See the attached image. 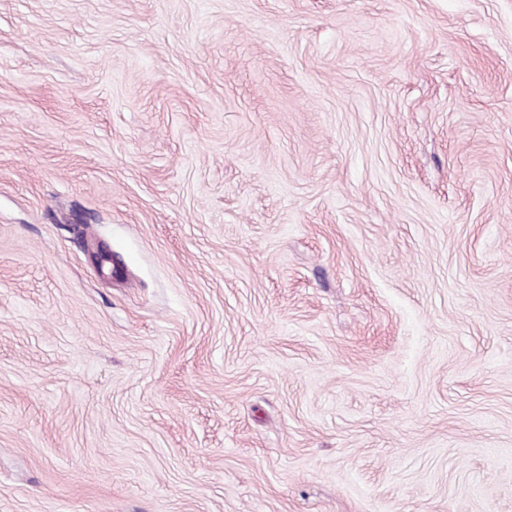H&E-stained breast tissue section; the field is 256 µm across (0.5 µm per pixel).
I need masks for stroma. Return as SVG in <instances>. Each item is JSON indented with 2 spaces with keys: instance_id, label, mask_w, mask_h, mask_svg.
I'll return each instance as SVG.
<instances>
[{
  "instance_id": "1",
  "label": "stroma",
  "mask_w": 512,
  "mask_h": 512,
  "mask_svg": "<svg viewBox=\"0 0 512 512\" xmlns=\"http://www.w3.org/2000/svg\"><path fill=\"white\" fill-rule=\"evenodd\" d=\"M0 512H512V0H0Z\"/></svg>"
}]
</instances>
